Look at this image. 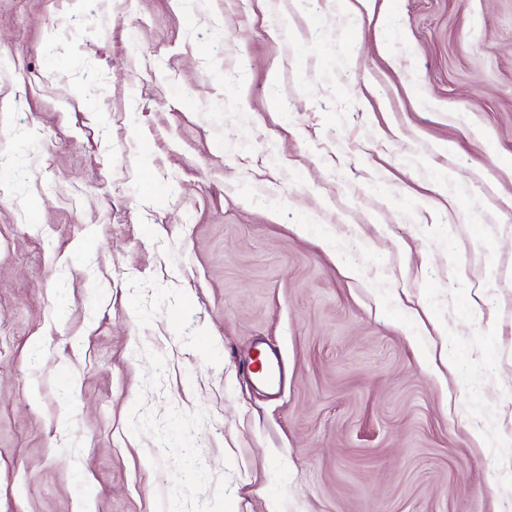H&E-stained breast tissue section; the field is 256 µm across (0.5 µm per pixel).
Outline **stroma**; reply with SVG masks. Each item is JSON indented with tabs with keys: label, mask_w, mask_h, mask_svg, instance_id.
Segmentation results:
<instances>
[{
	"label": "stroma",
	"mask_w": 512,
	"mask_h": 512,
	"mask_svg": "<svg viewBox=\"0 0 512 512\" xmlns=\"http://www.w3.org/2000/svg\"><path fill=\"white\" fill-rule=\"evenodd\" d=\"M8 165L0 512L512 503V0H0Z\"/></svg>",
	"instance_id": "35a3bbf8"
}]
</instances>
